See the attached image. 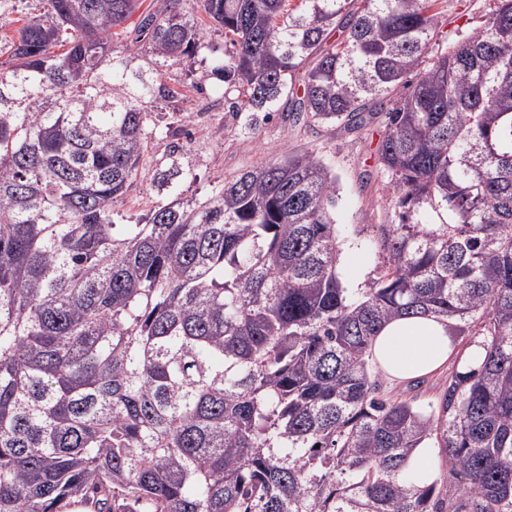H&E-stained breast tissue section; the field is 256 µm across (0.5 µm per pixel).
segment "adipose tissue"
<instances>
[{
	"label": "adipose tissue",
	"instance_id": "obj_1",
	"mask_svg": "<svg viewBox=\"0 0 512 512\" xmlns=\"http://www.w3.org/2000/svg\"><path fill=\"white\" fill-rule=\"evenodd\" d=\"M372 352L389 380L405 382L448 365L454 345L446 321L433 316L396 318L376 337Z\"/></svg>",
	"mask_w": 512,
	"mask_h": 512
}]
</instances>
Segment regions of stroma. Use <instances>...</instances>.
<instances>
[{
    "label": "stroma",
    "mask_w": 512,
    "mask_h": 512,
    "mask_svg": "<svg viewBox=\"0 0 512 512\" xmlns=\"http://www.w3.org/2000/svg\"><path fill=\"white\" fill-rule=\"evenodd\" d=\"M495 5V0H448L442 19V37L454 44ZM233 118L223 109L192 120L188 132L193 141V161L200 179L190 191L204 196L224 179L256 166L280 161L293 153L319 155L338 177L339 200L336 224L350 243L342 249L338 270L352 289L369 287L382 263L374 244V227L390 223L394 187L381 173L376 149L384 133L383 118H375L368 131L352 132L340 127L291 128L280 119L260 123L256 130L233 131ZM227 127L217 136L218 127Z\"/></svg>",
    "instance_id": "1"
}]
</instances>
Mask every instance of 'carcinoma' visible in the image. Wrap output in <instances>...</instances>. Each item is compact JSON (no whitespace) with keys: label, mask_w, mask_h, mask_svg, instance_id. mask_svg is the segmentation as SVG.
<instances>
[{"label":"carcinoma","mask_w":512,"mask_h":512,"mask_svg":"<svg viewBox=\"0 0 512 512\" xmlns=\"http://www.w3.org/2000/svg\"><path fill=\"white\" fill-rule=\"evenodd\" d=\"M143 2L44 0L0 42V512H512V0L449 48L443 0ZM211 30L253 126L386 112L369 287L339 275L317 156L187 196L191 142L155 110L203 93L162 71ZM419 315L483 347L425 404L372 357ZM134 189L129 192L125 204L119 207V210L125 214L143 213V209L147 207L152 197L154 198L149 179L144 178L143 181H139Z\"/></svg>","instance_id":"1"}]
</instances>
